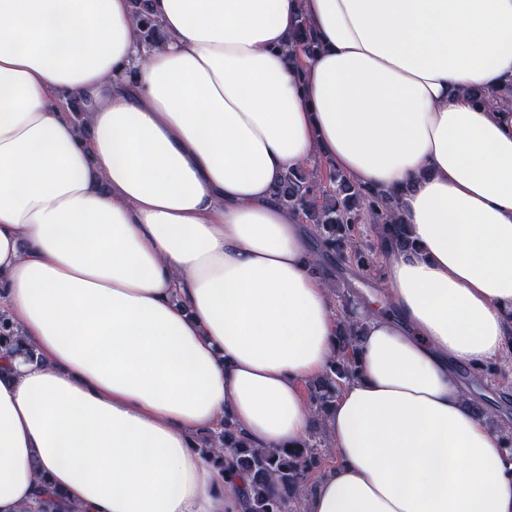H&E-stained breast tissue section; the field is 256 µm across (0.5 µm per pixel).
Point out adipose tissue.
<instances>
[{
	"label": "adipose tissue",
	"instance_id": "1",
	"mask_svg": "<svg viewBox=\"0 0 512 512\" xmlns=\"http://www.w3.org/2000/svg\"><path fill=\"white\" fill-rule=\"evenodd\" d=\"M0 0V512H242L201 436L312 428L337 351L313 231L277 199L321 157L395 200L335 465L304 512H512V456L457 370L512 346V0ZM320 42L292 67L299 18ZM148 2L149 0H133V6L137 15L141 41L151 46L160 38V28L158 22L149 14ZM472 95L479 102L496 101L497 107L501 108L504 112L512 113V84L498 91L476 89L472 92ZM24 351L26 354L33 356V349L24 347L20 336H16L14 331L7 326L6 323H0V353L4 357L8 354Z\"/></svg>",
	"mask_w": 512,
	"mask_h": 512
}]
</instances>
